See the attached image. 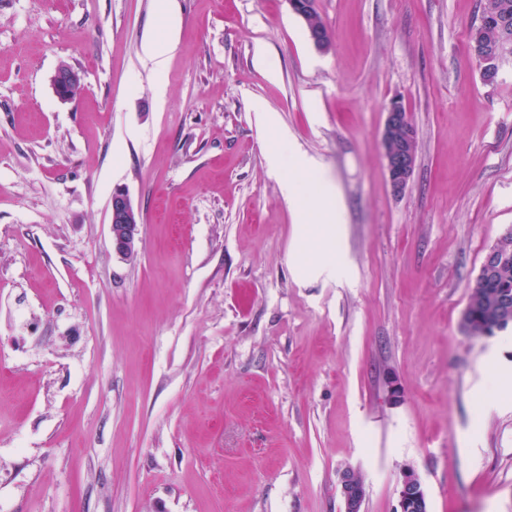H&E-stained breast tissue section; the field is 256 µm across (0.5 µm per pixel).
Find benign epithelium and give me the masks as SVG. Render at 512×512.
I'll use <instances>...</instances> for the list:
<instances>
[{"mask_svg": "<svg viewBox=\"0 0 512 512\" xmlns=\"http://www.w3.org/2000/svg\"><path fill=\"white\" fill-rule=\"evenodd\" d=\"M511 61L512 42L507 38L496 55L481 58L483 70L492 83L502 79L504 68ZM83 80L81 71L62 63L55 70L51 85L58 99L69 101L81 90ZM381 146L388 186L393 195L399 196L404 193L412 177L416 153L414 133L406 124V112L397 102L392 103L386 112ZM140 224V211L133 205L128 192L123 188L114 189L110 200L109 231L112 248L117 255L122 258L135 256ZM508 249H512V229L504 233L485 255L479 273L470 285L471 292H478L487 281L501 275V256ZM506 326L512 327V298L505 293L499 298V312L493 328L498 330ZM340 494L344 512H362L365 486L357 471L347 468L341 472ZM396 512H429L424 485L411 467L402 471Z\"/></svg>", "mask_w": 512, "mask_h": 512, "instance_id": "benign-epithelium-1", "label": "benign epithelium"}]
</instances>
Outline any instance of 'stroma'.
<instances>
[{
    "label": "stroma",
    "mask_w": 512,
    "mask_h": 512,
    "mask_svg": "<svg viewBox=\"0 0 512 512\" xmlns=\"http://www.w3.org/2000/svg\"><path fill=\"white\" fill-rule=\"evenodd\" d=\"M171 5L158 76L156 0H0V512H342L348 467L394 512L408 465L430 512H512V331L461 328L512 229V64L485 84L470 47L489 0H316L323 51L288 0ZM273 149L317 161L301 199L336 190L335 276ZM174 49L172 40L167 37L153 38L147 42L144 48L145 60L152 64L158 73L165 71L170 53ZM84 75L78 69L61 63L51 79L54 94L61 101L71 100L83 87ZM406 112L398 102H393L386 112L381 132V146L387 183L393 195L399 196L406 190L412 177L416 153L414 143V127ZM413 130V131H412ZM414 132V133H413ZM393 141L397 144L395 151L389 153L386 143ZM140 211L135 208L128 192L115 188L110 200L109 231L113 251L122 258L137 253L140 234Z\"/></svg>",
    "instance_id": "stroma-1"
}]
</instances>
